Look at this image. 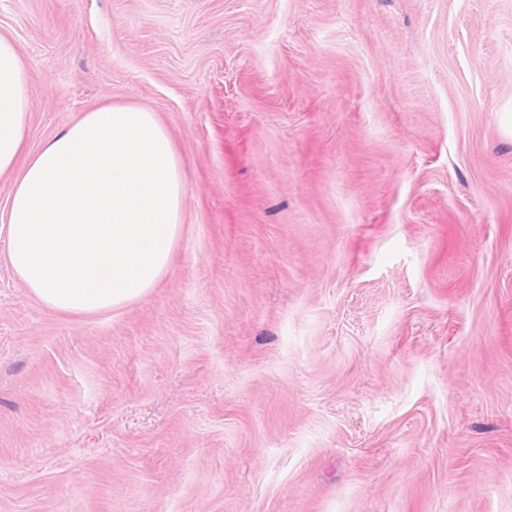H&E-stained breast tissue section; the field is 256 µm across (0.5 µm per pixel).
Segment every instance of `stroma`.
<instances>
[{
    "mask_svg": "<svg viewBox=\"0 0 512 512\" xmlns=\"http://www.w3.org/2000/svg\"><path fill=\"white\" fill-rule=\"evenodd\" d=\"M29 148L183 159L157 288L57 313L0 235V512H512V0H0Z\"/></svg>",
    "mask_w": 512,
    "mask_h": 512,
    "instance_id": "stroma-1",
    "label": "stroma"
}]
</instances>
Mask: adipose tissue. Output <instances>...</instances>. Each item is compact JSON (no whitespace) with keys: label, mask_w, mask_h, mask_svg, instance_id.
<instances>
[{"label":"adipose tissue","mask_w":512,"mask_h":512,"mask_svg":"<svg viewBox=\"0 0 512 512\" xmlns=\"http://www.w3.org/2000/svg\"><path fill=\"white\" fill-rule=\"evenodd\" d=\"M24 62L0 35V176L12 175L8 261L32 296L96 316L146 297L182 233L180 156L155 113L107 105L26 146Z\"/></svg>","instance_id":"obj_1"}]
</instances>
